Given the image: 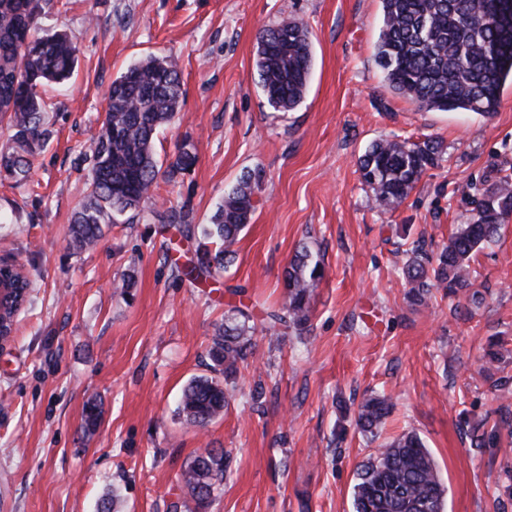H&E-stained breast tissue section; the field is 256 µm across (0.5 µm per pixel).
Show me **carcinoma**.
<instances>
[{
	"label": "carcinoma",
	"instance_id": "1",
	"mask_svg": "<svg viewBox=\"0 0 512 512\" xmlns=\"http://www.w3.org/2000/svg\"><path fill=\"white\" fill-rule=\"evenodd\" d=\"M41 0H0V118L12 131L0 146V177L18 187L30 185L35 158L50 136L38 88L69 80L78 64V47L66 32L38 29ZM377 59L388 86L421 110L498 111L502 89L512 79V0H382ZM313 67L311 31L295 19L262 30L256 68L259 87L271 108L289 112L303 100ZM184 99L181 72L170 57L151 56L122 72L110 86L105 117L91 139L94 159L85 200L69 222V244L77 252L96 246L105 224H159L181 237L198 235L215 245L196 255L186 275L203 280L231 264L233 246L251 219L260 172H249L220 203L209 224H192L184 210L147 206L159 180L171 183L187 174L195 155L183 149L164 163L153 151L159 129L179 114ZM439 142L425 139L380 140L359 157L363 183L376 206L393 210L436 166ZM512 214V180L504 177L480 192L476 213L448 243L433 249L416 240L404 250L401 274L407 300L423 306L434 289L450 294L471 286L470 258L496 241ZM324 265L308 245L297 250L284 273L287 298L266 313L269 329L303 336L310 329V300L324 277ZM32 283L18 282L6 311L4 333H13L16 316L28 301ZM258 326L247 306H229L224 326L212 337L209 358L216 376H197L185 386L179 406L186 421L204 427L230 404L240 365L253 356ZM393 403L373 393L358 407L355 426L375 441ZM224 480V451L194 456L175 475L185 495L175 512H208ZM354 512H447L437 464L420 436L408 431L376 448L356 471Z\"/></svg>",
	"mask_w": 512,
	"mask_h": 512
}]
</instances>
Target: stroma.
<instances>
[{
	"label": "stroma",
	"mask_w": 512,
	"mask_h": 512,
	"mask_svg": "<svg viewBox=\"0 0 512 512\" xmlns=\"http://www.w3.org/2000/svg\"><path fill=\"white\" fill-rule=\"evenodd\" d=\"M289 18L308 24L314 68L303 102L282 113L253 58L260 31ZM381 22V0H50L41 33L67 31L80 55L68 84L43 91L52 136L31 172L37 194L0 180V260L33 282L0 352V512H94L111 489L116 512H170L176 472L208 448L226 458L209 512H353L356 470L375 446L333 432L373 391L394 403L382 440L413 430L426 442L447 512H512V445L478 447L471 435L482 418L512 422V217L470 261L480 307L442 290L410 306L401 275L406 242L442 245L471 220V185L512 178V85L488 117L419 110L376 61ZM150 55L176 58L186 90L154 152L169 162L187 144L196 155L177 183L160 184L158 208L206 224L244 173L262 174L235 261L200 283L175 270L199 237L139 223L105 227L87 251L67 242L112 81ZM394 137L437 140L442 154L386 211L357 160ZM303 243L325 264L309 333L257 334L227 411L187 425L178 400L210 372L227 287L244 286L255 315L281 307ZM91 399L102 415L88 435Z\"/></svg>",
	"instance_id": "stroma-1"
}]
</instances>
